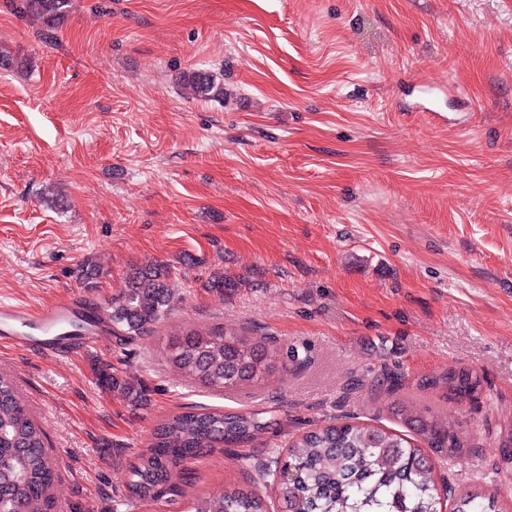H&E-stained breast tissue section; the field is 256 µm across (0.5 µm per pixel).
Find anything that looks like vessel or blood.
I'll list each match as a JSON object with an SVG mask.
<instances>
[{
	"instance_id": "vessel-or-blood-1",
	"label": "vessel or blood",
	"mask_w": 512,
	"mask_h": 512,
	"mask_svg": "<svg viewBox=\"0 0 512 512\" xmlns=\"http://www.w3.org/2000/svg\"><path fill=\"white\" fill-rule=\"evenodd\" d=\"M86 308L85 299L78 294L38 308L0 303V339L10 341L19 349L48 357L95 349L110 334L106 322L88 326L78 336L65 333L68 322L84 313Z\"/></svg>"
}]
</instances>
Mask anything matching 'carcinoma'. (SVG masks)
<instances>
[{"label":"carcinoma","instance_id":"1","mask_svg":"<svg viewBox=\"0 0 512 512\" xmlns=\"http://www.w3.org/2000/svg\"><path fill=\"white\" fill-rule=\"evenodd\" d=\"M68 0H22V12L48 20L59 15ZM198 96L215 88L213 75L197 70L187 75ZM174 271L159 262L130 268L123 293L100 310L112 323V335L128 340L162 325L174 305ZM100 266L82 263L77 277L95 287ZM167 360L188 378L219 391L266 384L282 369L278 349L255 341L244 332L222 326L191 328L169 343ZM371 386L374 394L400 389L398 375L382 374ZM100 383L119 392L135 406L146 404L142 382L123 379L110 364L99 369ZM441 389L459 405L475 400L482 389L480 376L467 369H448L418 382ZM402 433L358 422H336L313 428L289 442L277 457L280 470L260 462L250 487L220 495H197L187 512H269L259 481L276 480L293 472L280 487L278 512H443L444 499L428 477L425 452L439 459H463L471 454L468 438L457 421L442 418L412 400L389 407ZM263 409L244 412L182 411L164 418L155 428L149 448L141 451L128 471L129 497L161 499L173 479L206 448L243 447L265 433L269 421ZM46 433L21 403L15 384L0 373V512H56L51 494L53 470L46 449ZM453 512H501L498 498L480 489L448 488Z\"/></svg>","mask_w":512,"mask_h":512}]
</instances>
